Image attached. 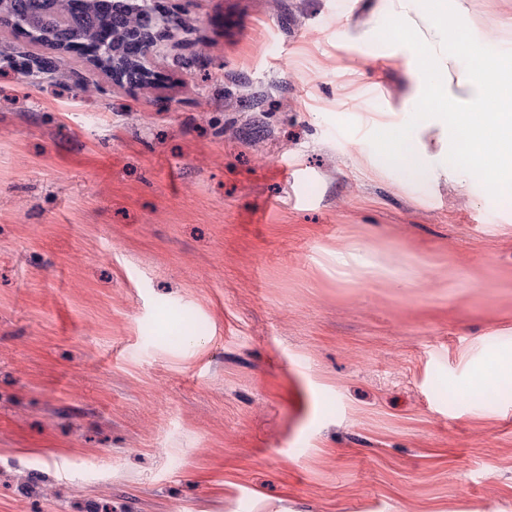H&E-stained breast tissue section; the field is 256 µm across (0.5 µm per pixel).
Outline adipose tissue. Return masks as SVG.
I'll return each instance as SVG.
<instances>
[{
	"mask_svg": "<svg viewBox=\"0 0 512 512\" xmlns=\"http://www.w3.org/2000/svg\"><path fill=\"white\" fill-rule=\"evenodd\" d=\"M467 0H374L368 20L384 19L385 33L411 38L421 52L412 64L398 52L382 58L406 72L403 100L410 122L400 128L375 122L373 133L386 162L409 176L450 178L467 190L468 178L495 186L512 183V56H463L456 34L470 17Z\"/></svg>",
	"mask_w": 512,
	"mask_h": 512,
	"instance_id": "obj_1",
	"label": "adipose tissue"
}]
</instances>
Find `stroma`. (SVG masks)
Instances as JSON below:
<instances>
[{"instance_id": "obj_1", "label": "stroma", "mask_w": 512, "mask_h": 512, "mask_svg": "<svg viewBox=\"0 0 512 512\" xmlns=\"http://www.w3.org/2000/svg\"><path fill=\"white\" fill-rule=\"evenodd\" d=\"M152 84L0 27V512H512V205L373 170L355 0H158ZM512 53V0H471ZM360 246L410 279H336Z\"/></svg>"}]
</instances>
